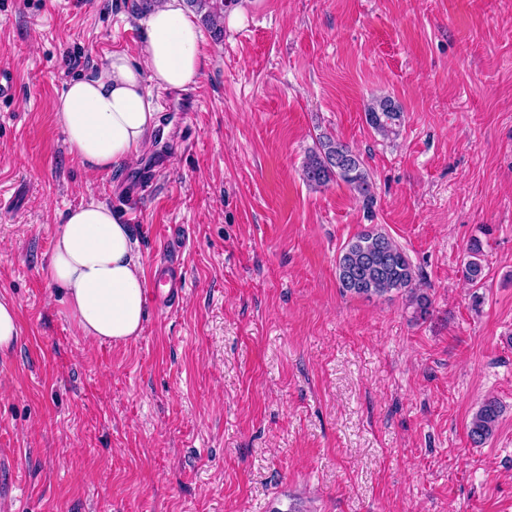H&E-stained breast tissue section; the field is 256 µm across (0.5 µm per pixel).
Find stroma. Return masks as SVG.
Wrapping results in <instances>:
<instances>
[{"instance_id":"35a3bbf8","label":"stroma","mask_w":512,"mask_h":512,"mask_svg":"<svg viewBox=\"0 0 512 512\" xmlns=\"http://www.w3.org/2000/svg\"><path fill=\"white\" fill-rule=\"evenodd\" d=\"M140 0H0V512H512V0H253L169 131L87 173L54 102L105 54L135 52ZM403 112L396 136L365 120ZM331 134L372 208L303 163ZM103 200L132 224L148 303L135 342H91L42 269L64 212ZM391 236L428 296L341 294L336 260ZM485 278L464 282L472 240ZM503 407L482 446L483 400ZM403 113L399 106L389 98L375 99L365 112L367 124L379 135L389 137L396 134ZM20 335L17 310L13 303L0 300V351H7ZM501 407L496 400H486L473 414L468 436L473 445L485 444L494 434L499 418Z\"/></svg>"}]
</instances>
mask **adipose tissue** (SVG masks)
I'll return each mask as SVG.
<instances>
[{
	"mask_svg": "<svg viewBox=\"0 0 512 512\" xmlns=\"http://www.w3.org/2000/svg\"><path fill=\"white\" fill-rule=\"evenodd\" d=\"M138 59L106 55L55 101L69 152L88 173L133 163L161 127L156 97L198 83L208 60L204 35L185 0H159L141 20ZM59 286L78 332L97 343L127 345L146 319L144 267L130 224L102 201L64 214L43 268Z\"/></svg>",
	"mask_w": 512,
	"mask_h": 512,
	"instance_id": "adipose-tissue-1",
	"label": "adipose tissue"
}]
</instances>
